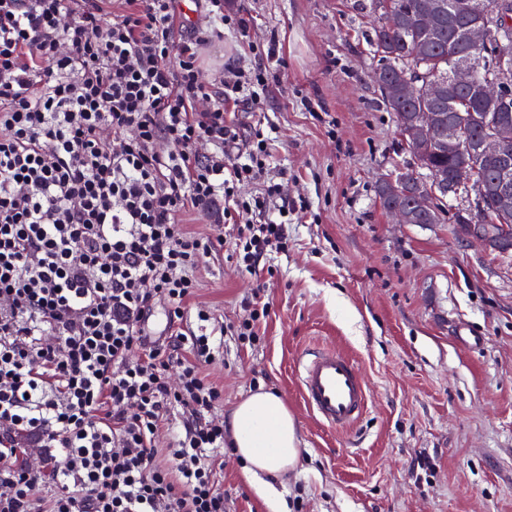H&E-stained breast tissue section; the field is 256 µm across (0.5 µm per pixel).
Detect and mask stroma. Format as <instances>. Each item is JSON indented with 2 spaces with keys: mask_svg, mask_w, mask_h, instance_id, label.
I'll use <instances>...</instances> for the list:
<instances>
[{
  "mask_svg": "<svg viewBox=\"0 0 512 512\" xmlns=\"http://www.w3.org/2000/svg\"><path fill=\"white\" fill-rule=\"evenodd\" d=\"M370 0H224L248 22L224 28L221 61L259 65L280 44L260 104L238 103L240 137L262 124L269 178L308 205L287 247L259 272L221 248L197 270L199 302L223 321V415L251 392L275 393L296 421L301 459L259 495L233 446L220 483L229 512H512V255L464 242L449 212L397 224L379 180L413 168L370 75ZM265 304L260 342L234 335L249 301ZM483 336L459 344L457 323ZM335 347L364 372L368 407L353 429L323 426L304 404L295 362Z\"/></svg>",
  "mask_w": 512,
  "mask_h": 512,
  "instance_id": "1",
  "label": "stroma"
}]
</instances>
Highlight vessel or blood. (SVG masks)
Wrapping results in <instances>:
<instances>
[{"label":"vessel or blood","instance_id":"vessel-or-blood-1","mask_svg":"<svg viewBox=\"0 0 512 512\" xmlns=\"http://www.w3.org/2000/svg\"><path fill=\"white\" fill-rule=\"evenodd\" d=\"M295 372L305 403L323 425L345 430L365 414L368 388L359 365L346 354L311 349L298 358Z\"/></svg>","mask_w":512,"mask_h":512}]
</instances>
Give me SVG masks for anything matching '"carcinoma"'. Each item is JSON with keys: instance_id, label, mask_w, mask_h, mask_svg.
I'll list each match as a JSON object with an SVG mask.
<instances>
[{"instance_id": "cac0c4a2", "label": "carcinoma", "mask_w": 512, "mask_h": 512, "mask_svg": "<svg viewBox=\"0 0 512 512\" xmlns=\"http://www.w3.org/2000/svg\"><path fill=\"white\" fill-rule=\"evenodd\" d=\"M512 0H371L376 24L370 43L379 56L382 70L378 90L383 105L395 114L401 127L416 119L421 112H434L440 118V133L453 129L462 148L442 149L436 144L410 143L408 149L416 160V168L399 173L395 187L378 186V198L386 211L400 208L412 210L415 193L433 185L438 175L453 178L464 167L473 176L469 187L453 188L448 194L434 198L425 214L411 215L412 224H437L446 199L457 200L474 194L491 202L502 180L504 162L469 152L464 145L477 141L503 123L512 125V99L493 102L480 92L481 85L494 76L499 65L490 63L475 73L473 85L449 87L441 99L430 98L424 90L405 91L401 84L412 82L417 74L425 80L448 87V77L463 61H483L487 48L499 39H512V26L495 23L489 28L488 43L470 41L466 30L473 19L472 11L498 14L503 2Z\"/></svg>"}]
</instances>
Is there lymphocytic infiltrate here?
Wrapping results in <instances>:
<instances>
[{
	"label": "lymphocytic infiltrate",
	"mask_w": 512,
	"mask_h": 512,
	"mask_svg": "<svg viewBox=\"0 0 512 512\" xmlns=\"http://www.w3.org/2000/svg\"><path fill=\"white\" fill-rule=\"evenodd\" d=\"M178 2L0 0V512H224L222 343L196 271L228 242L257 272L291 208L262 130L238 154L225 110L260 103L266 69L206 79L224 0L190 34ZM254 182L231 238L182 224L223 223Z\"/></svg>",
	"instance_id": "f902f5d3"
}]
</instances>
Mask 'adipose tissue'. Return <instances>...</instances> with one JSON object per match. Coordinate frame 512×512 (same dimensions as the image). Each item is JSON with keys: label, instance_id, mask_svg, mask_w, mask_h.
<instances>
[{"label": "adipose tissue", "instance_id": "obj_1", "mask_svg": "<svg viewBox=\"0 0 512 512\" xmlns=\"http://www.w3.org/2000/svg\"><path fill=\"white\" fill-rule=\"evenodd\" d=\"M230 428L252 476L281 473L298 464L301 450L295 421L274 394L260 390L248 396L233 411Z\"/></svg>", "mask_w": 512, "mask_h": 512}]
</instances>
